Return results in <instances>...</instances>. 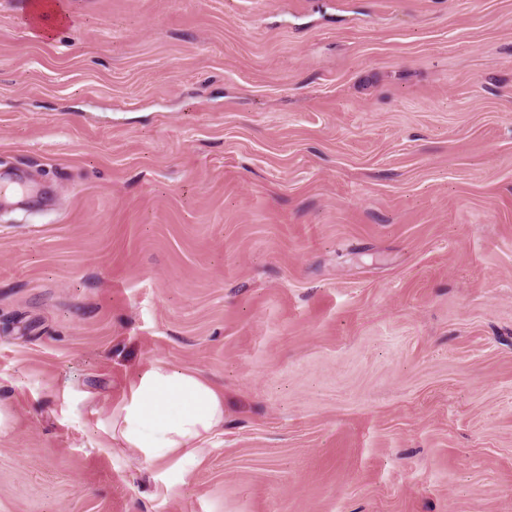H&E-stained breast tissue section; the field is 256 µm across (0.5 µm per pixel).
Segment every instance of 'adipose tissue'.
<instances>
[{
	"mask_svg": "<svg viewBox=\"0 0 512 512\" xmlns=\"http://www.w3.org/2000/svg\"><path fill=\"white\" fill-rule=\"evenodd\" d=\"M102 448L134 450L149 468H189L224 428V392L199 374L150 365L99 421Z\"/></svg>",
	"mask_w": 512,
	"mask_h": 512,
	"instance_id": "adipose-tissue-1",
	"label": "adipose tissue"
}]
</instances>
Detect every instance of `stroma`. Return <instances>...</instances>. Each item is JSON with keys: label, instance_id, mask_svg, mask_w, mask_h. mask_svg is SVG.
<instances>
[{"label": "stroma", "instance_id": "1", "mask_svg": "<svg viewBox=\"0 0 512 512\" xmlns=\"http://www.w3.org/2000/svg\"><path fill=\"white\" fill-rule=\"evenodd\" d=\"M0 0V512H512V0ZM190 475L100 448L150 364ZM98 427L100 448L132 449L147 468L189 473L224 429V390L197 373L151 364Z\"/></svg>", "mask_w": 512, "mask_h": 512}]
</instances>
